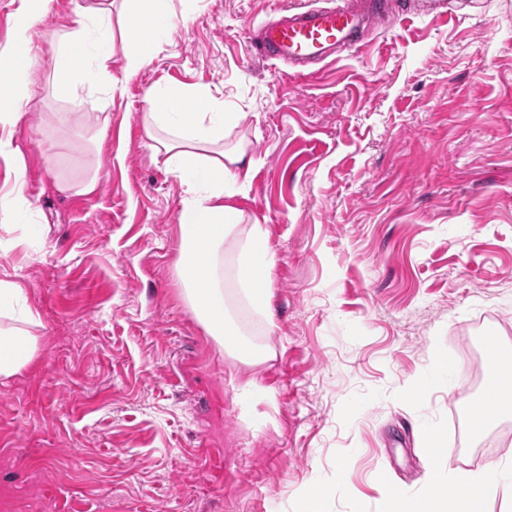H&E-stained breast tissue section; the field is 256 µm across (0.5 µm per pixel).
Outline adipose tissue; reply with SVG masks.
Wrapping results in <instances>:
<instances>
[{
    "label": "adipose tissue",
    "mask_w": 512,
    "mask_h": 512,
    "mask_svg": "<svg viewBox=\"0 0 512 512\" xmlns=\"http://www.w3.org/2000/svg\"><path fill=\"white\" fill-rule=\"evenodd\" d=\"M49 0H20L18 19L8 49L0 51V157L9 161L14 176V198L22 200L25 165L14 137L22 111L34 96L33 28ZM168 0H98L80 7L75 20L59 23L50 34L55 47L52 87L59 95L77 98L91 86L114 94L119 80H131L150 63L163 36L174 26ZM126 48L122 78L112 74L115 39ZM142 126L155 162L176 178L181 197V243L175 267L184 300L199 323L225 354L244 365L268 361L272 353L245 337L224 303L227 281H236L253 311L271 318L270 274L275 255L268 248L266 231L258 220L230 205L229 199L246 193L258 158L244 141H229L243 116L225 111L207 88L153 87ZM0 377L8 378L27 367L38 355L34 330L40 320L27 304L23 288L0 280ZM491 392L477 400L473 428L487 432L512 416V368L489 371ZM501 493L512 505V459L490 463L487 471L449 472L440 477L429 471L420 500L403 488L387 489L389 512H444L448 497H455L458 512H485L489 492Z\"/></svg>",
    "instance_id": "1"
}]
</instances>
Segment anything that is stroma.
Segmentation results:
<instances>
[{"label":"stroma","instance_id":"35a3bbf8","mask_svg":"<svg viewBox=\"0 0 512 512\" xmlns=\"http://www.w3.org/2000/svg\"><path fill=\"white\" fill-rule=\"evenodd\" d=\"M92 2L41 16L15 129L29 204L0 224V280L41 325L35 362L0 378V512H295L313 484L316 512H386L388 484L425 482L424 429L463 471L512 453V418L476 438L466 410L481 337L512 349V0H453L308 76L247 51L299 0H171L142 74L71 104L45 83L48 35ZM156 85L208 87L261 160L231 199L275 254L272 331L236 305L273 353L238 372L275 395L248 412L175 275L182 187L142 128ZM48 112L109 113L100 150L74 137L48 166ZM88 165L93 193L57 189Z\"/></svg>","mask_w":512,"mask_h":512}]
</instances>
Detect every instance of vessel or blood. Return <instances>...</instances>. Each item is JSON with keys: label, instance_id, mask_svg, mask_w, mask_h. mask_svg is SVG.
Instances as JSON below:
<instances>
[{"label": "vessel or blood", "instance_id": "b4317fda", "mask_svg": "<svg viewBox=\"0 0 512 512\" xmlns=\"http://www.w3.org/2000/svg\"><path fill=\"white\" fill-rule=\"evenodd\" d=\"M453 15L447 0H412L401 13L405 19ZM384 23L378 0H346L345 4L333 6L307 0L304 5L283 8L279 19L261 26L249 43V51L267 61L307 66L326 60L338 49L363 50L366 43L361 29Z\"/></svg>", "mask_w": 512, "mask_h": 512}]
</instances>
